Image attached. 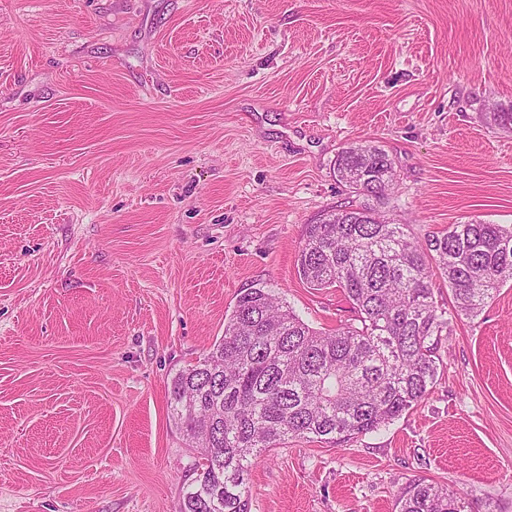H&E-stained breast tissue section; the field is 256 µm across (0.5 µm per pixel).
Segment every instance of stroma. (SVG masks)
Segmentation results:
<instances>
[{
	"label": "stroma",
	"mask_w": 512,
	"mask_h": 512,
	"mask_svg": "<svg viewBox=\"0 0 512 512\" xmlns=\"http://www.w3.org/2000/svg\"><path fill=\"white\" fill-rule=\"evenodd\" d=\"M512 0H0V512H178L196 453L168 384L248 289L351 322L299 277L306 224L356 196L346 147L426 237L512 225ZM390 426L291 438L251 512H398L414 481L512 512V286L441 336ZM336 179L352 192L380 199L393 186L395 170L392 160L377 145H353L336 159Z\"/></svg>",
	"instance_id": "1"
}]
</instances>
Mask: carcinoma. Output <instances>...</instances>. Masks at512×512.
<instances>
[{
    "mask_svg": "<svg viewBox=\"0 0 512 512\" xmlns=\"http://www.w3.org/2000/svg\"><path fill=\"white\" fill-rule=\"evenodd\" d=\"M392 160L377 145H353L336 159V180L383 198ZM336 221L305 227L297 269L312 288H339L354 322L320 332L266 288L240 295L224 336L170 381V415L199 457L179 512H250L252 460L290 437L339 445L390 425L437 382L439 337L448 310L475 316L512 281V227L477 220L423 239L371 208H340ZM399 512H466L456 493L417 482Z\"/></svg>",
    "mask_w": 512,
    "mask_h": 512,
    "instance_id": "cac0c4a2",
    "label": "carcinoma"
}]
</instances>
